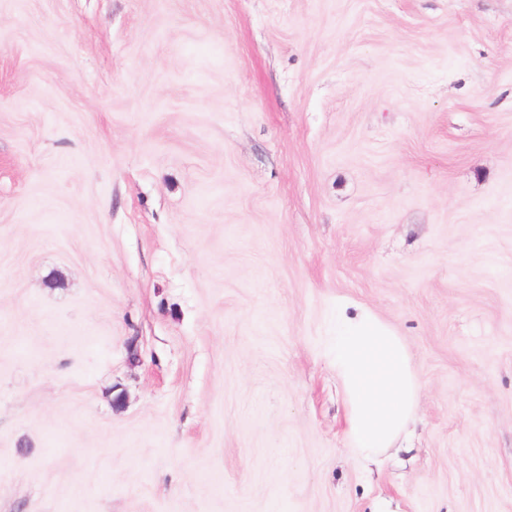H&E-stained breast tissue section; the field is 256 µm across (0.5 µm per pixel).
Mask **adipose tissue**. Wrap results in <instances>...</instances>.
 I'll use <instances>...</instances> for the list:
<instances>
[{
	"label": "adipose tissue",
	"instance_id": "adipose-tissue-1",
	"mask_svg": "<svg viewBox=\"0 0 512 512\" xmlns=\"http://www.w3.org/2000/svg\"><path fill=\"white\" fill-rule=\"evenodd\" d=\"M327 353L347 406V436L372 459L392 447L412 422L422 382L408 348L393 328L369 311L340 315Z\"/></svg>",
	"mask_w": 512,
	"mask_h": 512
}]
</instances>
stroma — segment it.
Returning <instances> with one entry per match:
<instances>
[{"label": "stroma", "instance_id": "obj_1", "mask_svg": "<svg viewBox=\"0 0 512 512\" xmlns=\"http://www.w3.org/2000/svg\"><path fill=\"white\" fill-rule=\"evenodd\" d=\"M0 512H512V0H0ZM327 353L347 406V436L373 459L391 448L413 421L422 388L401 336L370 311L341 310Z\"/></svg>", "mask_w": 512, "mask_h": 512}]
</instances>
